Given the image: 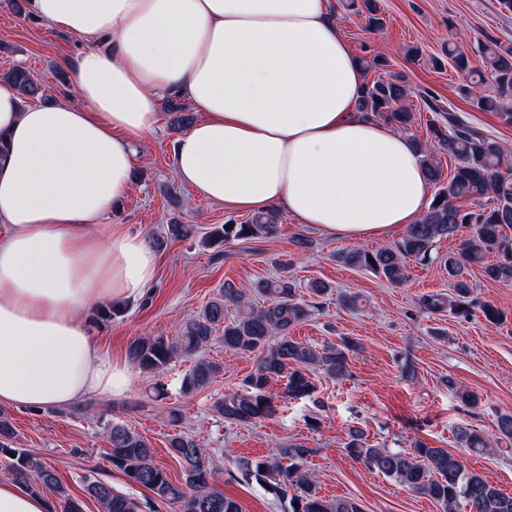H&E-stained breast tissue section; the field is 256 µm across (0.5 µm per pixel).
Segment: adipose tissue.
I'll return each mask as SVG.
<instances>
[{"label":"adipose tissue","instance_id":"obj_1","mask_svg":"<svg viewBox=\"0 0 512 512\" xmlns=\"http://www.w3.org/2000/svg\"><path fill=\"white\" fill-rule=\"evenodd\" d=\"M86 41L65 98L22 106L0 82V404L120 396L126 361L87 316L134 300L159 256L108 223L160 96L201 117L173 145L177 175L232 212L276 207L326 236L372 240L415 223L431 184L412 141L358 112L364 72L326 0H26ZM0 512H49L0 479Z\"/></svg>","mask_w":512,"mask_h":512}]
</instances>
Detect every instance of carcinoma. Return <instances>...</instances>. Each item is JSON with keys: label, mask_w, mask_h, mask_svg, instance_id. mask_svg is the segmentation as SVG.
I'll list each match as a JSON object with an SVG mask.
<instances>
[{"label": "carcinoma", "mask_w": 512, "mask_h": 512, "mask_svg": "<svg viewBox=\"0 0 512 512\" xmlns=\"http://www.w3.org/2000/svg\"><path fill=\"white\" fill-rule=\"evenodd\" d=\"M343 8L356 13H368L369 25L379 30L383 19L375 0H344ZM448 59L454 68L471 76L464 86L466 95L486 112H497L512 122V46L490 40L483 47L481 72L471 66L466 54L448 45ZM490 75L497 86V96L484 93V75ZM11 83L20 101L44 100V90L37 79L23 67H13L0 75ZM410 96V86L404 78L393 80L374 78L365 82L358 109L368 116L393 123L404 131L412 130L414 113L404 104ZM426 111L436 114L427 129L430 139H413L423 155L429 180L439 185L437 194L426 211L393 248L371 251L352 248L337 255L343 264L367 270L393 285L409 279L405 260L425 262L431 259L437 241L453 239L469 231L459 251L448 253L444 261L453 295L431 294L422 304L431 312L445 309L466 318L479 309L486 321L500 323L504 314L490 302H478L468 281L469 268L481 269L493 282L512 284V161L499 145L468 125L451 108L429 94L423 95ZM167 111L173 113L174 125L186 126L193 116L182 102L167 101ZM446 155L455 162L453 172L443 178L437 155ZM468 200L466 208L460 200ZM280 215L270 209L255 214L244 224L215 227L201 242L209 245L231 240H263L276 236ZM198 233L194 224H169L166 236L170 240H191ZM496 261H489L490 257ZM329 286L321 281L309 285V301L303 302L296 285L286 277L260 280L256 293L265 298L261 305L253 304L231 282L224 283L217 297L208 301L195 315L188 318L180 336L170 341L162 336H144L128 348L129 358L144 372L159 374L177 358H193L214 340L224 343V349L238 356H258L254 369L246 376L243 390L230 393L215 403V412L231 423L257 424L275 412L278 399H299L315 391L312 373L319 371L329 378L350 375V358L358 344L343 339L339 344L320 347L305 344L290 336L292 328L310 316L314 299L323 298ZM236 310L231 319L224 311ZM221 371V366L207 360L197 361L182 379L181 390L191 394L207 387ZM285 381L284 391H276L271 382ZM112 468L120 471L129 482L150 491L148 501L119 493L109 483L90 474L85 477V493L100 506L101 512H147L157 502H172L178 512H240L239 504L212 484L213 469L205 449L177 430L167 439L168 453L182 464L183 478L173 481L167 471L156 463L151 443L125 424L109 421L104 424ZM14 431L8 414L0 411V454L9 460L11 476L39 493L55 492L62 501V512H82L80 500L72 497L50 464L23 448L13 447ZM456 440L469 452L484 455L492 451V442L480 431L459 427ZM345 450L367 468L378 471L428 496L442 512H456L460 502L470 505V512H512V495L493 486L484 476L467 469L464 461L446 448L432 447L423 441L414 448L395 450L379 448L368 442L359 428L348 431ZM314 449L302 444L275 447L270 454L256 458L241 457L237 466L241 475L270 486L277 496L288 497L290 512H363L351 498L326 499L317 493V473L306 468Z\"/></svg>", "instance_id": "carcinoma-1"}]
</instances>
